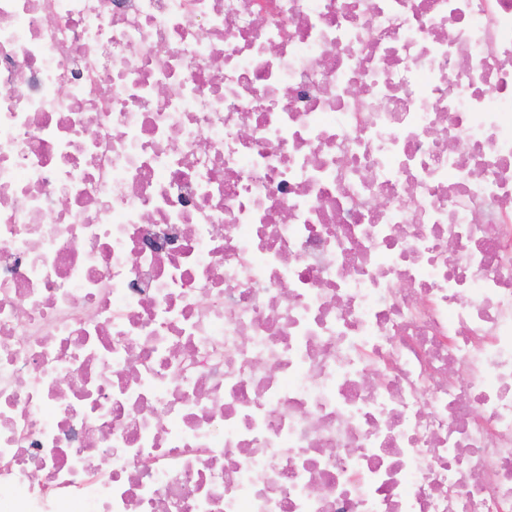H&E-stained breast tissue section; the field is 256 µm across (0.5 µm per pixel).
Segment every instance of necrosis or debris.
Wrapping results in <instances>:
<instances>
[{
	"mask_svg": "<svg viewBox=\"0 0 512 512\" xmlns=\"http://www.w3.org/2000/svg\"><path fill=\"white\" fill-rule=\"evenodd\" d=\"M0 512H512V0H0Z\"/></svg>",
	"mask_w": 512,
	"mask_h": 512,
	"instance_id": "4bbe7bcc",
	"label": "necrosis or debris"
}]
</instances>
